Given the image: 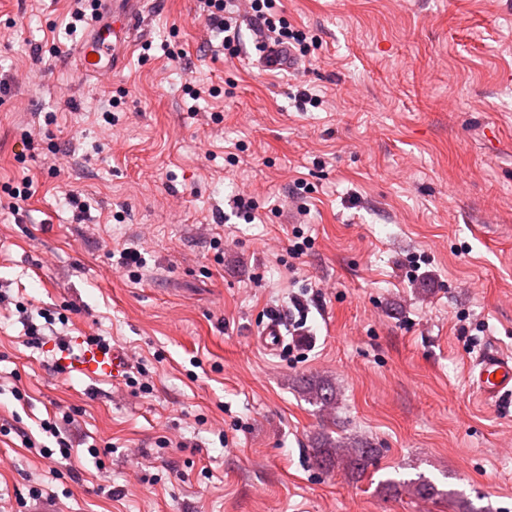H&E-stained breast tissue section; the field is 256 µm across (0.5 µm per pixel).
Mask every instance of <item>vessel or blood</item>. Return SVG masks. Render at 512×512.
Returning <instances> with one entry per match:
<instances>
[{"label": "vessel or blood", "mask_w": 512, "mask_h": 512, "mask_svg": "<svg viewBox=\"0 0 512 512\" xmlns=\"http://www.w3.org/2000/svg\"><path fill=\"white\" fill-rule=\"evenodd\" d=\"M100 15L75 52L76 65L83 76L102 77L119 67V51L131 44L143 26L145 0H100ZM261 61L271 69H290L296 56L287 46L258 41ZM285 320L272 315L257 338L268 351L277 350L284 341ZM61 372L77 371L87 376H105L120 380L128 360L124 349L115 346L102 349L88 345L76 357L61 355L57 361ZM474 386L484 398H497L512 393V355L497 350L484 352L476 362Z\"/></svg>", "instance_id": "1"}]
</instances>
